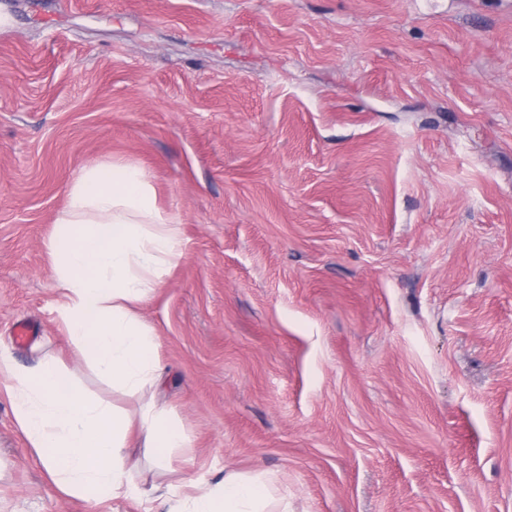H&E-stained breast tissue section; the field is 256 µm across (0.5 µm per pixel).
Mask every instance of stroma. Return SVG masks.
<instances>
[{"mask_svg":"<svg viewBox=\"0 0 512 512\" xmlns=\"http://www.w3.org/2000/svg\"><path fill=\"white\" fill-rule=\"evenodd\" d=\"M112 161L180 220L154 396L69 342L45 247ZM0 349L188 438L131 449L138 497L65 496L0 394V512L228 470L288 512H512V0H0Z\"/></svg>","mask_w":512,"mask_h":512,"instance_id":"obj_1","label":"stroma"}]
</instances>
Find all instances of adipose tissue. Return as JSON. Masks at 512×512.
Masks as SVG:
<instances>
[{
  "label": "adipose tissue",
  "mask_w": 512,
  "mask_h": 512,
  "mask_svg": "<svg viewBox=\"0 0 512 512\" xmlns=\"http://www.w3.org/2000/svg\"><path fill=\"white\" fill-rule=\"evenodd\" d=\"M59 316L72 345L113 386L157 388L156 333L138 313L183 257L180 224L163 211L146 172L101 163L73 180L47 242ZM0 384L26 441L67 495L98 501L137 489V462L125 448L139 444L167 463L187 445L184 431L155 403L139 423L88 399L55 362L20 369L0 350ZM171 512H288L269 480L226 472L219 492L178 502Z\"/></svg>",
  "instance_id": "ef3b65f1"
}]
</instances>
